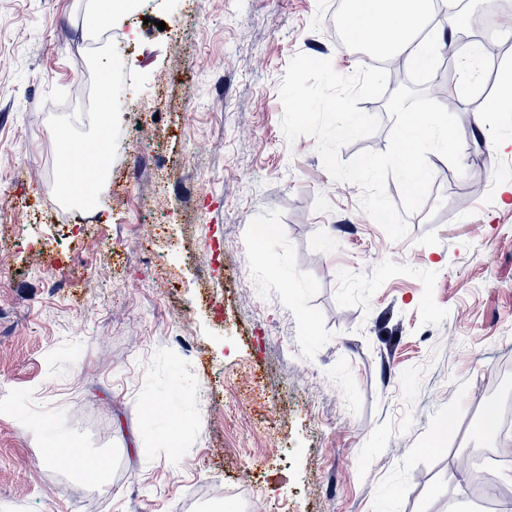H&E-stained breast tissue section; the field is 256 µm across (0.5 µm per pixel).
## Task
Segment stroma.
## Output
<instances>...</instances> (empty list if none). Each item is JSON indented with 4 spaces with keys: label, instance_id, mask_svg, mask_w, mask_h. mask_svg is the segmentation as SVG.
Listing matches in <instances>:
<instances>
[{
    "label": "stroma",
    "instance_id": "obj_1",
    "mask_svg": "<svg viewBox=\"0 0 512 512\" xmlns=\"http://www.w3.org/2000/svg\"><path fill=\"white\" fill-rule=\"evenodd\" d=\"M138 2L140 39L106 43L135 102L112 115L115 191L87 210L52 155L95 134L68 101L90 0H0V512H187L227 483L254 512H512V429L473 433L488 401L512 406L491 390L512 368V123L493 95L458 98L464 170L428 154L394 243L281 130L295 55L368 62L334 41V0ZM358 107L381 126L345 161L389 143L384 100ZM136 117L165 136L133 152ZM50 441L108 460L101 497L51 478ZM484 447L499 463L477 493L459 460Z\"/></svg>",
    "mask_w": 512,
    "mask_h": 512
}]
</instances>
